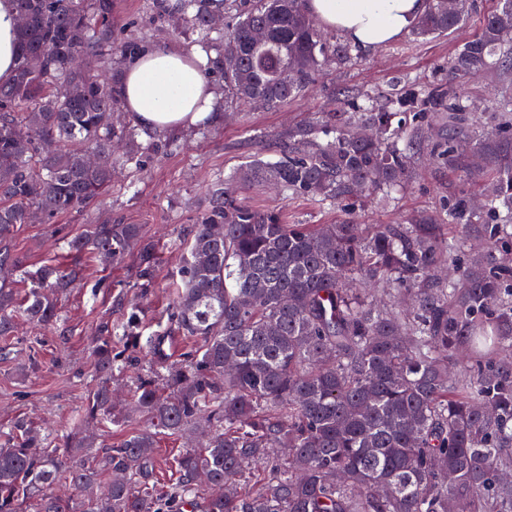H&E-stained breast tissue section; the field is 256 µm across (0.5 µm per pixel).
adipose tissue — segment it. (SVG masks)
Returning <instances> with one entry per match:
<instances>
[{
    "label": "adipose tissue",
    "mask_w": 512,
    "mask_h": 512,
    "mask_svg": "<svg viewBox=\"0 0 512 512\" xmlns=\"http://www.w3.org/2000/svg\"><path fill=\"white\" fill-rule=\"evenodd\" d=\"M428 0H307L326 29L365 50L407 33ZM204 53L152 49L129 61L123 74L124 104L144 130L157 132L194 124L216 108L202 64Z\"/></svg>",
    "instance_id": "1"
}]
</instances>
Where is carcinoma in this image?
I'll return each instance as SVG.
<instances>
[{
    "label": "carcinoma",
    "mask_w": 512,
    "mask_h": 512,
    "mask_svg": "<svg viewBox=\"0 0 512 512\" xmlns=\"http://www.w3.org/2000/svg\"><path fill=\"white\" fill-rule=\"evenodd\" d=\"M12 2L26 22L15 74L0 83V339L18 318L56 324L58 296L77 286L73 266L30 271L9 241L33 211L50 219L111 187L122 132L108 117L123 92L96 71L140 49L115 33L112 0ZM305 2L177 0L174 9L206 51L207 74L223 79L224 101L275 109L317 71L354 60L349 43L324 41ZM465 7L450 13L429 0L415 35L448 33ZM224 15V32L211 36ZM506 61L512 0H496L449 70ZM406 106L416 119L439 115L429 154L481 187L479 208L465 189L448 198L459 236L428 213L402 224H284L212 186L166 328L191 340L182 362L167 364L161 337L142 339L135 312L95 339L104 378L84 418L127 423L109 382L144 351L165 381L135 386L151 428L112 446L79 426L49 438L16 419L0 433V512H512V103L491 135L450 84L335 112L319 128L292 129L277 159L251 160L249 175L317 201L389 198L412 179L399 141L423 147L417 129L394 125ZM358 122L378 136L360 139ZM63 243L116 263L136 247L140 287L153 284L154 245L137 224H88ZM17 275L31 284L22 296ZM200 433L206 440L182 449L161 481L160 437Z\"/></svg>",
    "instance_id": "cac0c4a2"
}]
</instances>
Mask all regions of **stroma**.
Instances as JSON below:
<instances>
[{
	"instance_id": "stroma-1",
	"label": "stroma",
	"mask_w": 512,
	"mask_h": 512,
	"mask_svg": "<svg viewBox=\"0 0 512 512\" xmlns=\"http://www.w3.org/2000/svg\"><path fill=\"white\" fill-rule=\"evenodd\" d=\"M150 2L113 0L112 22L119 36L140 41L148 49L192 48L194 42L183 35L180 18L154 17ZM470 3L468 19L457 29L432 39L408 33L358 53L353 64L320 71L310 87L275 110L233 103L221 120L207 117L160 132L138 129L128 111L113 113L115 125L135 129L138 162L114 165L106 195L84 209L57 215L53 224L38 220L23 225L10 246L35 269L65 259L52 228L75 236L85 224L98 220L137 224L144 237L156 244L155 286L148 296H141L135 255L119 265L90 254L82 257V287L58 302L69 332L67 344H59L48 330L24 324L12 338L9 357L0 356V427L22 416L59 434L69 431L98 382L90 339L102 322L122 321L131 307L142 311V336L163 335L168 359H182L186 340L164 333L181 282L178 245L190 238L195 218L207 206L208 192L219 179L236 176L238 198L254 209L280 214L289 224H333L346 218L358 224H395L425 211L441 214L448 194L463 182L459 173L439 167L423 150L408 154L413 171L409 186L388 201L377 195L359 198L351 211L340 202L283 195L267 183L246 178L245 171L254 156L275 160L291 128L315 123L328 112L384 104L406 96L415 86L452 83L479 116L482 130L492 131L502 100L512 99V68L488 69L476 76L448 71L455 50L475 37L484 15L494 6L493 0ZM32 352L39 368L20 375L19 366L27 365Z\"/></svg>"
}]
</instances>
